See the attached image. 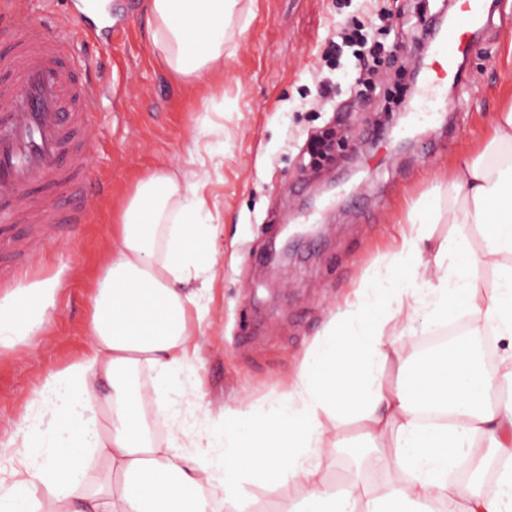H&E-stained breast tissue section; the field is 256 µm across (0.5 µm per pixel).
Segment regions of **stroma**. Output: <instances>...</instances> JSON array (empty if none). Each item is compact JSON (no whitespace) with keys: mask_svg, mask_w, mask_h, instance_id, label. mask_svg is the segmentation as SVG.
Instances as JSON below:
<instances>
[{"mask_svg":"<svg viewBox=\"0 0 512 512\" xmlns=\"http://www.w3.org/2000/svg\"><path fill=\"white\" fill-rule=\"evenodd\" d=\"M246 28L224 46V74L190 83L154 55L146 0H29L38 26L67 22L78 59L122 95L95 115L90 170L109 189L77 235L60 237L33 270L0 284V299L55 279L54 309L16 350L0 354V441L17 431L45 378L90 345L88 321L103 258L123 204L137 183L188 153L214 164L209 209L219 224L216 277L195 362L197 392L184 405L203 427L224 405L283 392L312 339L353 301L365 273L397 261L409 214L425 199L448 204V174L475 157L494 116L512 104V0L502 23L472 41L466 82L449 92L455 110L423 124L410 115L415 44L390 26L370 25L368 0H243ZM369 24L374 41L399 47L364 97L350 63L334 71L324 52L337 29ZM102 31L101 47L85 40ZM330 76L335 106L317 103ZM351 134L358 151L306 167L308 134ZM329 482L356 477L380 489L384 475L345 453L322 458Z\"/></svg>","mask_w":512,"mask_h":512,"instance_id":"stroma-1","label":"stroma"}]
</instances>
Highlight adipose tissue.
I'll return each instance as SVG.
<instances>
[{"label": "adipose tissue", "instance_id": "1", "mask_svg": "<svg viewBox=\"0 0 512 512\" xmlns=\"http://www.w3.org/2000/svg\"><path fill=\"white\" fill-rule=\"evenodd\" d=\"M240 2L149 0L154 52L184 78L218 74ZM209 183L196 155L142 179L126 200L97 284L91 345L45 380L37 411L18 430L23 483L0 484V512H242L250 485L296 490V501L277 512H512V354L490 372L461 340L410 364L385 331L394 322L413 336L462 311L474 331L512 339V106L497 114L480 154L448 174L456 233L428 241L425 225L438 207L414 211L399 253L409 282L392 265L368 274L352 311L312 340L287 392L225 407L219 435L190 432L179 417L215 277L219 227ZM473 228L485 243L479 255L471 252ZM478 263L494 272L486 295L472 274ZM58 288L38 281L0 299V352L29 336ZM392 360L404 372L387 384L378 370ZM142 368L153 374L148 397L133 377ZM148 398L169 421L161 443L145 417ZM424 404L447 420L420 423ZM48 414L54 423L46 429ZM352 414L368 425L366 448L386 478L381 490L335 488L322 472L321 456L346 446L329 437L328 424ZM480 440L488 453L476 460ZM469 459L479 470L497 463L493 489L455 481ZM31 486L43 498H32Z\"/></svg>", "mask_w": 512, "mask_h": 512}]
</instances>
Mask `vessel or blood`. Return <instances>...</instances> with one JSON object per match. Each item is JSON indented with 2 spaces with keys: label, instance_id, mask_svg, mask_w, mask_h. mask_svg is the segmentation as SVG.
Instances as JSON below:
<instances>
[{
  "label": "vessel or blood",
  "instance_id": "b4317fda",
  "mask_svg": "<svg viewBox=\"0 0 512 512\" xmlns=\"http://www.w3.org/2000/svg\"><path fill=\"white\" fill-rule=\"evenodd\" d=\"M492 23L485 0H461L448 25L432 31L430 58L419 64L425 74L420 117L447 110L446 86L459 77L472 31ZM1 33L18 39L0 54V222L30 225L28 238L11 241L13 253L30 261L50 232L83 224L87 200L103 192L88 166L91 125L112 90L81 72L68 26H32L18 0H0ZM34 183L48 185L49 193L31 199L27 189Z\"/></svg>",
  "mask_w": 512,
  "mask_h": 512
}]
</instances>
